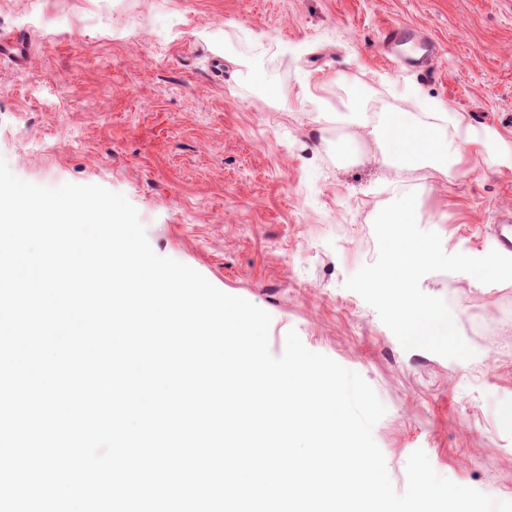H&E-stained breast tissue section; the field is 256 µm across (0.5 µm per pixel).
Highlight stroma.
<instances>
[{
  "mask_svg": "<svg viewBox=\"0 0 512 512\" xmlns=\"http://www.w3.org/2000/svg\"><path fill=\"white\" fill-rule=\"evenodd\" d=\"M429 36V67H400L381 34ZM0 158L18 178L96 184L137 209L152 249L242 297L359 373L386 408L373 437L396 491L423 450L434 470L512 500V0H0ZM223 56L221 74L212 61ZM368 87L383 109L407 94L465 119L457 171L430 181L411 240L434 247L416 297L447 312L452 341L412 342L373 280L392 227L379 218L407 175L351 127L313 108ZM495 262L498 273L481 279Z\"/></svg>",
  "mask_w": 512,
  "mask_h": 512,
  "instance_id": "1",
  "label": "stroma"
}]
</instances>
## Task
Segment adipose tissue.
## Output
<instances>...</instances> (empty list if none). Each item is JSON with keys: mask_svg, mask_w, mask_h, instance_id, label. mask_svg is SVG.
I'll return each instance as SVG.
<instances>
[{"mask_svg": "<svg viewBox=\"0 0 512 512\" xmlns=\"http://www.w3.org/2000/svg\"><path fill=\"white\" fill-rule=\"evenodd\" d=\"M460 118L448 117L444 112H427L425 104L410 96L405 108L386 114L383 121L370 127L378 160L403 172H422L432 179L447 175L461 161L464 144L455 129ZM424 251L419 244L394 245L386 271L381 272L377 284L382 288H396L408 293L413 275L418 268L417 258ZM398 320L413 339L448 340L453 334V323L440 309L412 302L401 310Z\"/></svg>", "mask_w": 512, "mask_h": 512, "instance_id": "adipose-tissue-1", "label": "adipose tissue"}]
</instances>
